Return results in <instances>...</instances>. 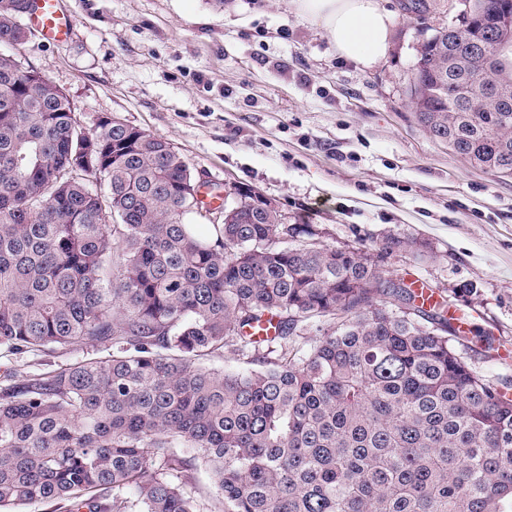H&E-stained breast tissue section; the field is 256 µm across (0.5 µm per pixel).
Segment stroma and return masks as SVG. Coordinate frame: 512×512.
Segmentation results:
<instances>
[{"label": "stroma", "mask_w": 512, "mask_h": 512, "mask_svg": "<svg viewBox=\"0 0 512 512\" xmlns=\"http://www.w3.org/2000/svg\"><path fill=\"white\" fill-rule=\"evenodd\" d=\"M58 2L67 38L35 37L22 61L84 127L115 116L161 135L226 207L253 189L317 242L446 291L449 314L480 338L475 366L512 379V178L431 137L409 104L421 44L468 0H427L422 19L379 0L390 47L371 68L338 59L288 0ZM390 234L421 248L382 254Z\"/></svg>", "instance_id": "obj_1"}]
</instances>
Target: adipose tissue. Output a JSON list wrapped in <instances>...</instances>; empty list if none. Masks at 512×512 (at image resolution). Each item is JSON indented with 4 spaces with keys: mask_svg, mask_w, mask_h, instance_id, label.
I'll return each mask as SVG.
<instances>
[{
    "mask_svg": "<svg viewBox=\"0 0 512 512\" xmlns=\"http://www.w3.org/2000/svg\"><path fill=\"white\" fill-rule=\"evenodd\" d=\"M293 5L324 32L340 58L369 67L385 56L392 19L378 0H293Z\"/></svg>",
    "mask_w": 512,
    "mask_h": 512,
    "instance_id": "obj_1",
    "label": "adipose tissue"
}]
</instances>
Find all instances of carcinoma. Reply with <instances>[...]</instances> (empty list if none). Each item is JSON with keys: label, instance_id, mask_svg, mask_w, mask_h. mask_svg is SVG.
Listing matches in <instances>:
<instances>
[{"label": "carcinoma", "instance_id": "cac0c4a2", "mask_svg": "<svg viewBox=\"0 0 512 512\" xmlns=\"http://www.w3.org/2000/svg\"><path fill=\"white\" fill-rule=\"evenodd\" d=\"M507 4L434 29L410 88L433 138L502 176L512 107L487 93L512 81ZM29 9L0 0V352L99 356L0 375V510L512 512V398L445 304L275 212L243 204L201 234L167 139L84 130L24 66ZM264 322L274 335L251 333ZM226 353L245 368L199 363Z\"/></svg>", "mask_w": 512, "mask_h": 512}]
</instances>
